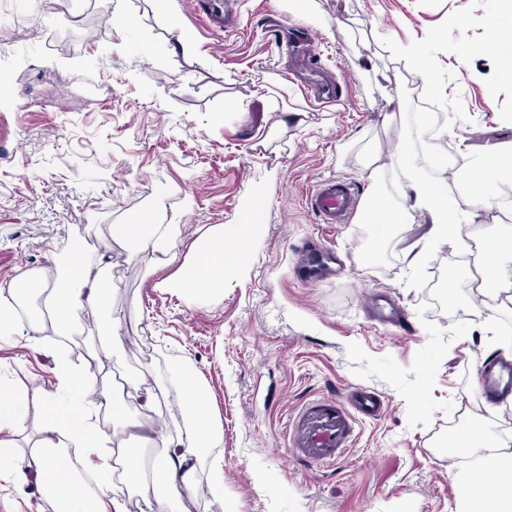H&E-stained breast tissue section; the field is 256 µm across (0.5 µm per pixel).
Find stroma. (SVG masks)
Masks as SVG:
<instances>
[{"label":"stroma","mask_w":512,"mask_h":512,"mask_svg":"<svg viewBox=\"0 0 512 512\" xmlns=\"http://www.w3.org/2000/svg\"><path fill=\"white\" fill-rule=\"evenodd\" d=\"M134 21L109 22V0H0V281L21 273L62 278L75 236L102 257L108 305L73 317L83 355L123 344L98 379L114 397L134 378L160 392L154 414L170 425L166 390L177 367L198 374L224 423V500L234 512H456L463 486L450 433L466 416L512 438V411L475 398L476 355L512 357V302L489 315L461 282L465 249L428 247L405 260L424 216L409 211L392 234L353 215L319 223L306 203L323 180L348 182L367 199L363 154L389 159L424 118L437 161L454 135L473 155L512 142V82L498 60L471 51L500 0H309L311 24L289 0H234L237 34L223 18L202 25L193 0L170 12L129 0ZM277 15L306 30L336 97L314 108L266 34ZM186 35L170 51V26ZM426 53L438 91L392 54L393 42ZM305 112L302 126L283 124ZM464 113L449 126L448 115ZM268 212L253 227L244 270L201 299L172 288L189 245L216 228L233 236L255 194ZM138 212L174 225L172 261L149 264L116 234ZM332 251L339 269L308 284L294 265L301 248ZM401 307L412 334L371 321V296ZM27 317L0 336V373L19 388H46L56 342L29 339ZM368 390L384 402L360 418L336 465H301L287 452L286 423L324 400L348 405ZM0 512H56L19 472L0 473Z\"/></svg>","instance_id":"obj_1"}]
</instances>
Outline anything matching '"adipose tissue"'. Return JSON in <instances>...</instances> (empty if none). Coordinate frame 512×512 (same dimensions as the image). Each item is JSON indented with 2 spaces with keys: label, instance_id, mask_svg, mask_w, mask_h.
Masks as SVG:
<instances>
[{
  "label": "adipose tissue",
  "instance_id": "obj_1",
  "mask_svg": "<svg viewBox=\"0 0 512 512\" xmlns=\"http://www.w3.org/2000/svg\"><path fill=\"white\" fill-rule=\"evenodd\" d=\"M392 164L402 172L401 203L379 188H371V208L386 229L403 223L407 208L426 213L425 232L404 250L405 256L440 243L456 246L469 241L475 269L469 278L475 290L485 298H495L500 283L512 271V251L499 239L470 237L468 226L486 212L512 210V196L498 192L497 184H512V159L503 146L494 145L478 156L473 170L455 172L453 180L469 188V207L459 210L450 202L446 186L437 184L420 167L412 143H405ZM266 203L255 198L243 217L246 230L225 241L223 231L196 240L193 259L184 265L176 279L181 291L203 296L222 288L228 270L244 267L254 249L249 225L262 223ZM122 241L134 255L148 263L168 256L172 250L173 227L156 223L151 213H143L120 228ZM68 277L53 284L42 283L34 293L22 285L27 274L0 282V332L16 320L19 305L43 298L52 309V320L59 335L72 332L71 314L78 309L97 310L107 297L100 285L99 270L87 257L83 240H71L67 248ZM48 389L31 395L18 389L8 378H0V467L15 459V442L26 429L28 413L36 415V437L23 459L22 473L33 477L37 487L57 506V512H125L123 502L113 495L109 475L121 465L125 482L139 495L146 512L162 504L183 505L195 489L197 466L208 461L210 481L215 488L224 486L223 458L218 446L223 426L212 410L209 394L200 378L183 375L173 389L180 422L172 432H139L141 440L159 442L161 452L154 479L143 475L136 454L113 460L102 450L98 429L101 412L112 415L113 422L131 428L127 400L113 398L110 391L90 394L88 384L95 377L91 365L72 361L60 354L52 367ZM452 448H473L477 457L462 474L463 512H512V444L487 434L481 426L471 425L448 438ZM499 472L496 484H487L488 471Z\"/></svg>",
  "mask_w": 512,
  "mask_h": 512
}]
</instances>
